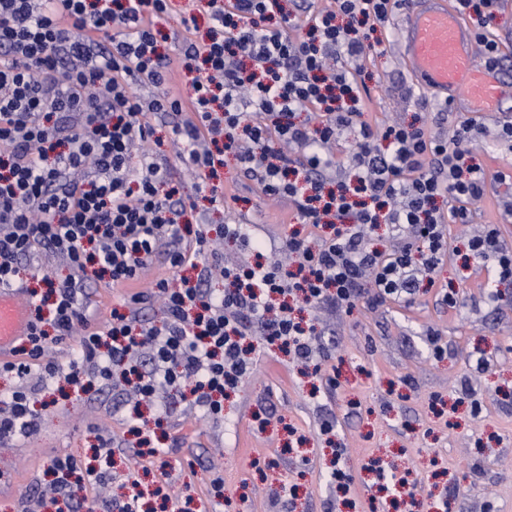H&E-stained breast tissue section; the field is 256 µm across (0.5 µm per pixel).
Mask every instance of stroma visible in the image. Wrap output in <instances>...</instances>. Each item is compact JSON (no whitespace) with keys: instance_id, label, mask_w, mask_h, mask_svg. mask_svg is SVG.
I'll use <instances>...</instances> for the list:
<instances>
[{"instance_id":"1","label":"stroma","mask_w":512,"mask_h":512,"mask_svg":"<svg viewBox=\"0 0 512 512\" xmlns=\"http://www.w3.org/2000/svg\"><path fill=\"white\" fill-rule=\"evenodd\" d=\"M401 21L393 15L378 31L384 52L367 64L373 80L365 119L383 126L412 121L424 106L443 110L449 124L475 126L478 163L490 171L512 167V149L490 137L500 115L444 109L416 86L402 63ZM171 183L195 204L226 257L279 259L275 244L300 226L295 208L239 177L234 160L224 166L222 208H211L180 166L172 167ZM510 196L512 188L489 183L471 223L449 225L441 264L406 299L349 314L303 309L316 328V350L339 372L337 386L313 390L299 366L252 335L253 369L225 400L223 420L173 409L158 441L166 470L138 457L121 387L96 382L82 390L57 380L36 387L34 398L46 405L39 433L0 446V512H21L48 485L53 458L90 462L104 438L112 439L114 456L101 512L130 495L131 476L148 491L149 512H401L379 489L386 473L407 480L413 512H512V281H493L465 248L486 224L512 246V216L501 206ZM228 224L243 225L269 249L258 255L225 239ZM172 275L159 256L135 283L87 281L94 323ZM449 290L456 306L443 300ZM335 461L349 478L343 491L329 481Z\"/></svg>"}]
</instances>
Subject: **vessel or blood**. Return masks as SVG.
I'll return each mask as SVG.
<instances>
[{
  "label": "vessel or blood",
  "instance_id": "obj_1",
  "mask_svg": "<svg viewBox=\"0 0 512 512\" xmlns=\"http://www.w3.org/2000/svg\"><path fill=\"white\" fill-rule=\"evenodd\" d=\"M405 64L428 94L465 112H496L512 83L489 72L474 51L475 37L451 0H411L401 28ZM30 332L27 306L0 291V358Z\"/></svg>",
  "mask_w": 512,
  "mask_h": 512
}]
</instances>
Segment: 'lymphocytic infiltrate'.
I'll return each instance as SVG.
<instances>
[{
    "label": "lymphocytic infiltrate",
    "instance_id": "obj_1",
    "mask_svg": "<svg viewBox=\"0 0 512 512\" xmlns=\"http://www.w3.org/2000/svg\"><path fill=\"white\" fill-rule=\"evenodd\" d=\"M456 2L477 23L479 57L499 68V43L488 33L498 0ZM406 3L336 0L298 36V14L286 0H204L210 37L195 38L198 15H181L184 38L173 56L158 45L174 18L172 0H0V286L22 289L23 262L38 249L70 269L50 288L51 329L34 318L5 370L27 379L39 364L42 379L72 385L132 374L140 399L185 389L188 409L218 421L224 395L253 364L246 340L256 328L312 376L336 385L322 373L312 325L295 309L327 305L347 314L413 294L445 254L446 226L471 223L489 181L512 185L511 170L490 178L470 162L472 126L446 137L422 118L382 127L363 120L366 61L380 46L372 35ZM147 87L152 96H144ZM153 112L176 116L175 156L200 188L234 159L266 195L292 202L300 223L328 227L329 235L292 231L280 245L287 267L224 265L209 247L207 226L186 220L185 202L168 186V160L150 147ZM345 136L353 149L335 179L328 151ZM443 197L449 208L439 206ZM382 224L398 239L384 251L366 240ZM467 245L489 274L512 281V248L494 226ZM161 254L174 271L190 267L198 275L156 283L160 321L141 320L138 293L127 312L92 324L86 276L111 286L134 282ZM216 276L224 291L208 289ZM68 336L79 349L67 368L44 362L52 341ZM145 353L147 369L139 364ZM41 424L29 390L17 389L0 410V441ZM51 469L55 481L25 512L66 495L71 478L97 488L110 477L70 456L53 459Z\"/></svg>",
    "mask_w": 512,
    "mask_h": 512
}]
</instances>
